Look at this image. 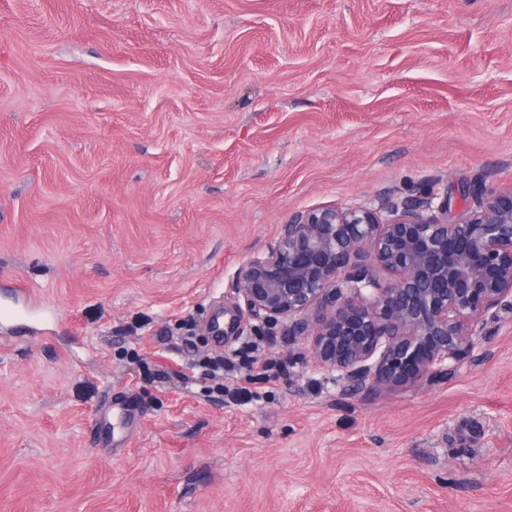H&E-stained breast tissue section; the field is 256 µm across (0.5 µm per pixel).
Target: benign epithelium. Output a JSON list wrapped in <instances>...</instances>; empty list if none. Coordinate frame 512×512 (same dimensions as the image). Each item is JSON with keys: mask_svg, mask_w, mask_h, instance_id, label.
Returning a JSON list of instances; mask_svg holds the SVG:
<instances>
[{"mask_svg": "<svg viewBox=\"0 0 512 512\" xmlns=\"http://www.w3.org/2000/svg\"><path fill=\"white\" fill-rule=\"evenodd\" d=\"M233 291L226 337L254 322L278 327L353 388L444 376L512 314V190L476 197L453 223L448 196L432 188L296 212L264 255L240 265Z\"/></svg>", "mask_w": 512, "mask_h": 512, "instance_id": "1", "label": "benign epithelium"}]
</instances>
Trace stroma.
Wrapping results in <instances>:
<instances>
[{
  "instance_id": "35a3bbf8",
  "label": "stroma",
  "mask_w": 512,
  "mask_h": 512,
  "mask_svg": "<svg viewBox=\"0 0 512 512\" xmlns=\"http://www.w3.org/2000/svg\"><path fill=\"white\" fill-rule=\"evenodd\" d=\"M428 186L512 190V0H0V512H512V315L401 390L210 332L294 212ZM131 416L132 406L128 399L113 402L112 405L95 420L94 426L101 436L100 441L106 444L112 443V435L116 426L126 425L131 419Z\"/></svg>"
}]
</instances>
